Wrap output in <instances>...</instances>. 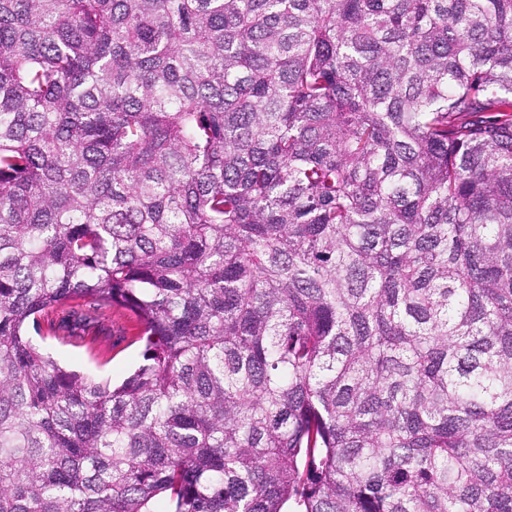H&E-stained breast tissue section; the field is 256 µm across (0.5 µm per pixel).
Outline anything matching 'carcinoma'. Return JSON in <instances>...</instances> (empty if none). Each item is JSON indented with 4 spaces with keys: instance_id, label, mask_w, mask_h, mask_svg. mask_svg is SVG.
I'll return each instance as SVG.
<instances>
[{
    "instance_id": "obj_1",
    "label": "carcinoma",
    "mask_w": 512,
    "mask_h": 512,
    "mask_svg": "<svg viewBox=\"0 0 512 512\" xmlns=\"http://www.w3.org/2000/svg\"><path fill=\"white\" fill-rule=\"evenodd\" d=\"M158 499L512 512V0H0V512ZM87 331L85 336L98 340L93 345L86 343L87 347L60 342L47 331L33 338L61 363L97 379H120L141 361L143 342L137 336L138 322L131 312L116 311L112 322L102 320Z\"/></svg>"
}]
</instances>
